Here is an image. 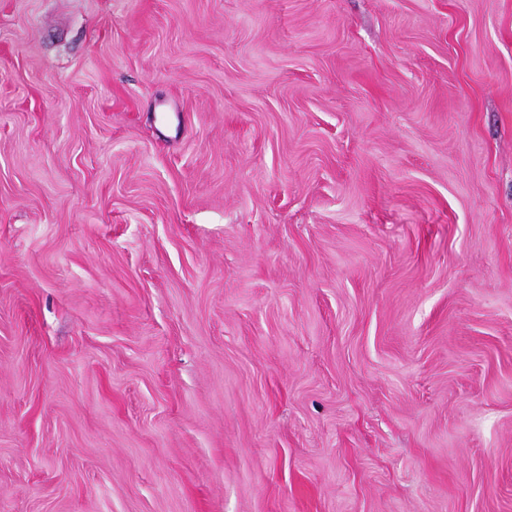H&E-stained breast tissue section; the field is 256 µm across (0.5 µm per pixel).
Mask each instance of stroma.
Listing matches in <instances>:
<instances>
[{"label": "stroma", "instance_id": "stroma-1", "mask_svg": "<svg viewBox=\"0 0 512 512\" xmlns=\"http://www.w3.org/2000/svg\"><path fill=\"white\" fill-rule=\"evenodd\" d=\"M0 512H512V0H0Z\"/></svg>", "mask_w": 512, "mask_h": 512}]
</instances>
